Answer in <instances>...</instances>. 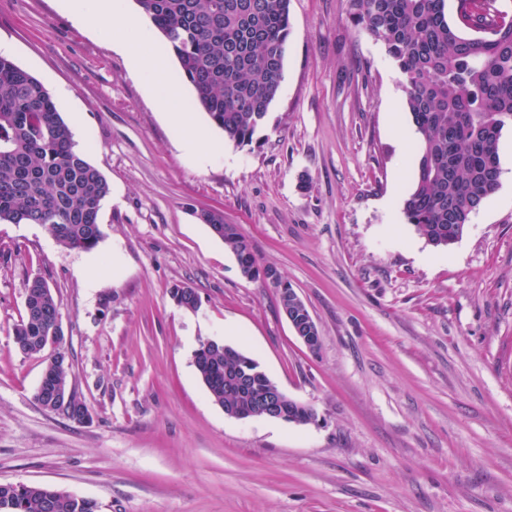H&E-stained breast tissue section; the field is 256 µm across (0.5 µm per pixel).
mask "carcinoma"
Wrapping results in <instances>:
<instances>
[{
	"label": "carcinoma",
	"instance_id": "cac0c4a2",
	"mask_svg": "<svg viewBox=\"0 0 512 512\" xmlns=\"http://www.w3.org/2000/svg\"><path fill=\"white\" fill-rule=\"evenodd\" d=\"M349 16L381 44L404 80L405 107L419 138L412 192L403 201L408 223L434 247L455 243L473 214L500 183L499 139L512 125V26L499 25L491 0H459L477 10L492 38L465 32L448 18L447 0H348ZM168 43L183 79L224 139L253 143L265 124L283 73L290 36V0H136ZM106 178L78 149L49 90L9 57L0 55V222L41 224L67 249L91 250L103 237L98 214L109 194ZM198 219L216 232L242 272L267 282L272 267L256 259L238 225L224 213ZM28 306L15 326L26 355L45 354L34 392L50 409L54 392L68 386L65 349L45 353L60 314L47 282L27 283ZM176 303L198 308L193 288L174 289ZM194 365L214 401L258 413L276 386L259 364L221 340L194 353ZM285 420L316 419L310 405L284 403ZM91 499L42 485L0 483V512H96Z\"/></svg>",
	"mask_w": 512,
	"mask_h": 512
}]
</instances>
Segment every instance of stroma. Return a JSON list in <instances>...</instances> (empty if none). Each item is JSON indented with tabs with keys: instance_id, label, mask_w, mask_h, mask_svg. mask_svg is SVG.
I'll use <instances>...</instances> for the list:
<instances>
[{
	"instance_id": "35a3bbf8",
	"label": "stroma",
	"mask_w": 512,
	"mask_h": 512,
	"mask_svg": "<svg viewBox=\"0 0 512 512\" xmlns=\"http://www.w3.org/2000/svg\"><path fill=\"white\" fill-rule=\"evenodd\" d=\"M290 19L252 145L225 140L184 86L183 111L219 150L200 164L108 37L59 0H0L9 58L110 185L93 250L0 223V482L98 512H512V127L498 188L457 242L433 247L402 211L417 161L402 75L347 0H290ZM210 209L296 290L317 350L198 220ZM37 275L61 302L82 424L34 401L43 364L15 343ZM183 285L196 310L174 301ZM210 339L254 358L317 423L225 415L193 363Z\"/></svg>"
}]
</instances>
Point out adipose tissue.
I'll return each mask as SVG.
<instances>
[{
  "mask_svg": "<svg viewBox=\"0 0 512 512\" xmlns=\"http://www.w3.org/2000/svg\"><path fill=\"white\" fill-rule=\"evenodd\" d=\"M123 2L124 0H63V6L80 25L90 30H116L115 48L146 78L157 109L166 115L176 130L182 149L189 153L197 152L199 145L205 141V135L198 127L193 113L181 108L179 90L165 74L163 50L153 47L150 31L138 25L125 12Z\"/></svg>",
  "mask_w": 512,
  "mask_h": 512,
  "instance_id": "adipose-tissue-1",
  "label": "adipose tissue"
}]
</instances>
